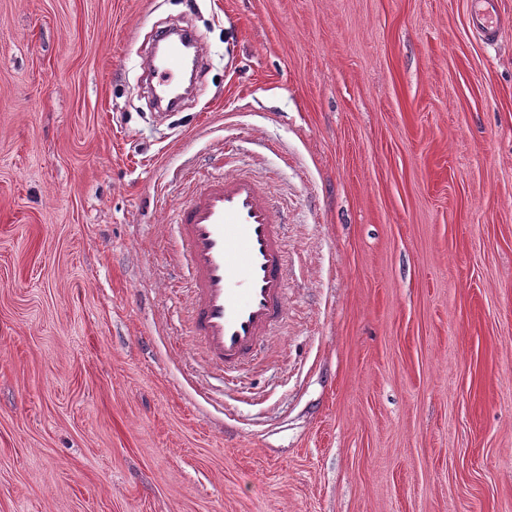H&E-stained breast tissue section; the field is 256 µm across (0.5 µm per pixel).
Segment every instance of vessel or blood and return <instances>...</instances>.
<instances>
[{
    "instance_id": "1",
    "label": "vessel or blood",
    "mask_w": 512,
    "mask_h": 512,
    "mask_svg": "<svg viewBox=\"0 0 512 512\" xmlns=\"http://www.w3.org/2000/svg\"><path fill=\"white\" fill-rule=\"evenodd\" d=\"M493 0H476L472 27L495 37ZM157 34L162 55H148L144 67L156 99L173 96L183 71L180 44ZM176 243L190 282L191 333L207 361L234 382L256 364L269 336L287 311L285 223L265 184L243 173L215 174L196 182L176 210Z\"/></svg>"
}]
</instances>
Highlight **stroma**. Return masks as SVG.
I'll list each match as a JSON object with an SVG mask.
<instances>
[{
  "mask_svg": "<svg viewBox=\"0 0 512 512\" xmlns=\"http://www.w3.org/2000/svg\"><path fill=\"white\" fill-rule=\"evenodd\" d=\"M471 7L0 0V512H512V0ZM231 150L290 286L237 390L171 236ZM476 9L472 16V27L476 33L486 39L494 38L496 30L492 19L493 0H476ZM189 40H195L194 34L189 31L178 38H175L168 30L156 35L155 42L158 46L163 43V53L160 57L151 53L144 61V68L150 77L151 90L156 99L166 100L173 96L183 71L179 46L182 42H189Z\"/></svg>",
  "mask_w": 512,
  "mask_h": 512,
  "instance_id": "stroma-1",
  "label": "stroma"
}]
</instances>
